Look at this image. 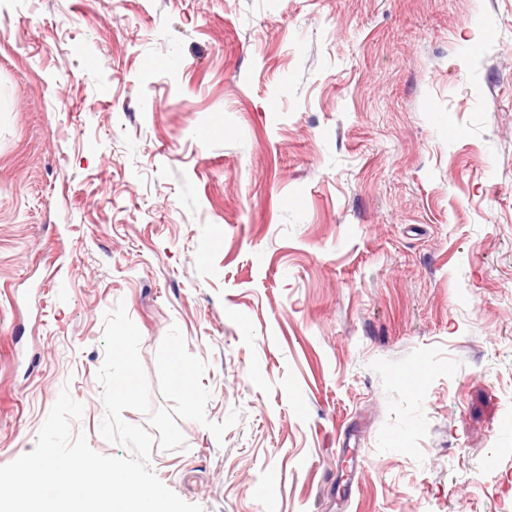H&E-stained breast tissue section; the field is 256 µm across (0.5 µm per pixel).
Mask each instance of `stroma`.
<instances>
[{"instance_id":"stroma-1","label":"stroma","mask_w":512,"mask_h":512,"mask_svg":"<svg viewBox=\"0 0 512 512\" xmlns=\"http://www.w3.org/2000/svg\"><path fill=\"white\" fill-rule=\"evenodd\" d=\"M120 303L202 512H512V0H0V466Z\"/></svg>"}]
</instances>
